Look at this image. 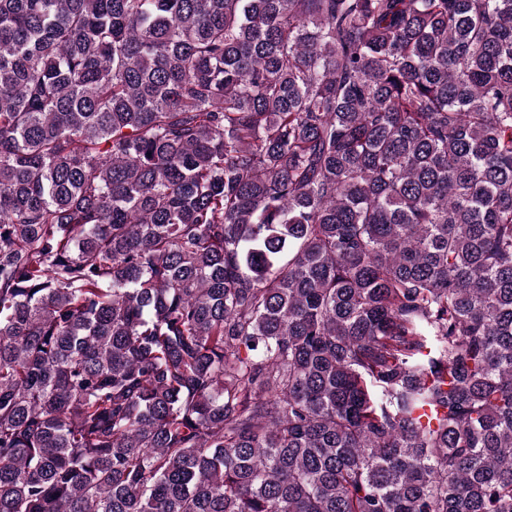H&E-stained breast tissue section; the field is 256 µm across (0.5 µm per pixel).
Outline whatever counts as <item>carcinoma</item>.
<instances>
[{"label": "carcinoma", "instance_id": "cac0c4a2", "mask_svg": "<svg viewBox=\"0 0 512 512\" xmlns=\"http://www.w3.org/2000/svg\"><path fill=\"white\" fill-rule=\"evenodd\" d=\"M0 512H512V0H0Z\"/></svg>", "mask_w": 512, "mask_h": 512}]
</instances>
